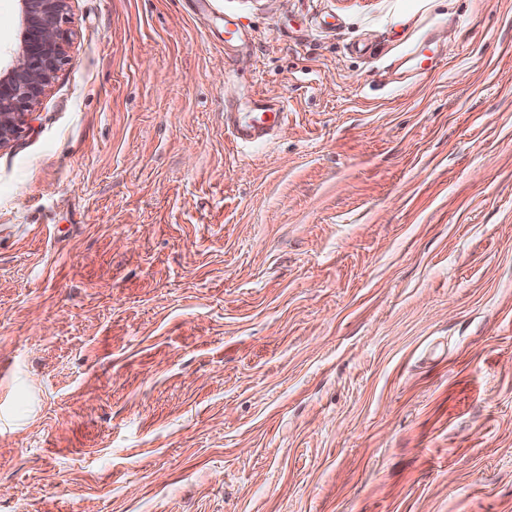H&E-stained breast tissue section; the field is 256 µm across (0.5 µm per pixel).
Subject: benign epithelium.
I'll return each mask as SVG.
<instances>
[{"label":"benign epithelium","instance_id":"obj_1","mask_svg":"<svg viewBox=\"0 0 512 512\" xmlns=\"http://www.w3.org/2000/svg\"><path fill=\"white\" fill-rule=\"evenodd\" d=\"M20 46L0 65V148L19 136L25 117L65 62L68 0H18Z\"/></svg>","mask_w":512,"mask_h":512}]
</instances>
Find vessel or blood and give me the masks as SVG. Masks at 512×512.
<instances>
[{
  "instance_id": "obj_1",
  "label": "vessel or blood",
  "mask_w": 512,
  "mask_h": 512,
  "mask_svg": "<svg viewBox=\"0 0 512 512\" xmlns=\"http://www.w3.org/2000/svg\"><path fill=\"white\" fill-rule=\"evenodd\" d=\"M246 102L247 111L229 109L224 114L225 131L243 148L270 140L286 118L283 102L252 96L247 97Z\"/></svg>"
}]
</instances>
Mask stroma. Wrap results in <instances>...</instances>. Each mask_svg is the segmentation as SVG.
Returning a JSON list of instances; mask_svg holds the SVG:
<instances>
[{
	"label": "stroma",
	"instance_id": "35a3bbf8",
	"mask_svg": "<svg viewBox=\"0 0 512 512\" xmlns=\"http://www.w3.org/2000/svg\"><path fill=\"white\" fill-rule=\"evenodd\" d=\"M209 3L70 0L0 148V512H512V0ZM246 102L248 112H233V106L224 112V131L242 148L270 140L286 118L283 102L253 96Z\"/></svg>",
	"mask_w": 512,
	"mask_h": 512
}]
</instances>
